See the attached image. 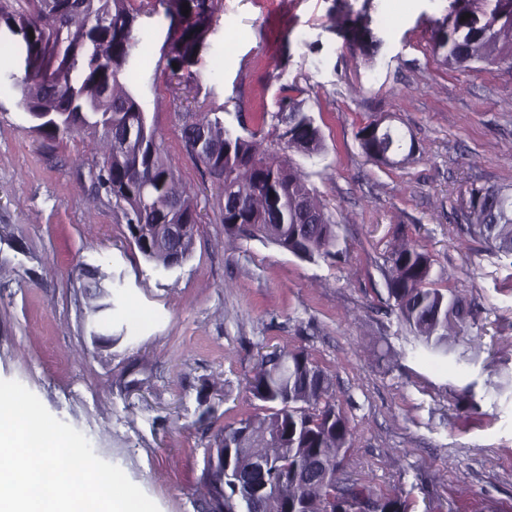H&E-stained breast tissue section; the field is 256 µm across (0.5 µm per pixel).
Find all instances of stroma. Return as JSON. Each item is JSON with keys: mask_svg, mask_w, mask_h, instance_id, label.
I'll return each instance as SVG.
<instances>
[{"mask_svg": "<svg viewBox=\"0 0 512 512\" xmlns=\"http://www.w3.org/2000/svg\"><path fill=\"white\" fill-rule=\"evenodd\" d=\"M450 3L214 0L181 85L163 6L131 0L138 45L121 81L199 214L193 251L170 272L145 260L99 190L92 137L30 130L12 87L25 54L0 34V379L83 433L159 512H200L206 450L256 408L260 355L302 349L331 374L353 431L341 477L406 497L410 512H512V258L470 233L466 193L512 185V71L440 64L430 38ZM354 23L381 40L374 57L344 39ZM291 86L325 139L323 154L291 159L338 225L333 259L229 239L220 188L182 147L183 126L215 112L272 149L260 115ZM381 117L415 140L403 164L360 149L358 130ZM399 247L427 252L462 306L448 318L454 358L413 349L387 292ZM97 266L115 304L103 322L77 273Z\"/></svg>", "mask_w": 512, "mask_h": 512, "instance_id": "stroma-1", "label": "stroma"}]
</instances>
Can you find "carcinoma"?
Segmentation results:
<instances>
[{
    "instance_id": "carcinoma-1",
    "label": "carcinoma",
    "mask_w": 512,
    "mask_h": 512,
    "mask_svg": "<svg viewBox=\"0 0 512 512\" xmlns=\"http://www.w3.org/2000/svg\"><path fill=\"white\" fill-rule=\"evenodd\" d=\"M213 0H160L169 19L168 63L177 79L192 78L191 67L212 19ZM476 0H452L450 11L432 32L430 48L443 65L465 69L473 64L512 70V0H495L488 11ZM189 13L182 14L183 9ZM469 18L462 19V16ZM112 16V28L101 25ZM130 0H0V31L19 28L25 50L24 77L13 87L26 113L50 112L43 138L54 141L86 132L104 146L97 181L122 205L131 238L155 268L165 266V225L198 223L193 197L179 187L175 158L161 130L148 123L136 97L120 87L119 76L134 47ZM67 26L70 43L93 41L102 64L80 75L65 67L67 54L55 58L53 32ZM270 117L277 150L259 151L253 137L239 134L219 116H204L205 149L186 153L209 177L222 181L224 233L260 238L298 259L314 262L336 256L337 225L325 213L305 174L288 152L319 155L324 136L314 116L290 97L277 102ZM357 132L366 158L397 165L407 160L405 136L389 126L367 136ZM150 187L140 197L144 180ZM474 220L472 231L489 248L512 256V190L467 188ZM388 294L422 347L448 356L444 331L448 315L461 310L458 299L437 287L430 255L400 248L389 256ZM331 375L300 349L274 350L261 357L249 392L261 402L255 411L224 424L215 436V467H205L208 499L203 512H408L399 495L382 496L367 484L336 482L349 447L348 420L336 408ZM266 462L268 488L256 495L252 470Z\"/></svg>"
}]
</instances>
